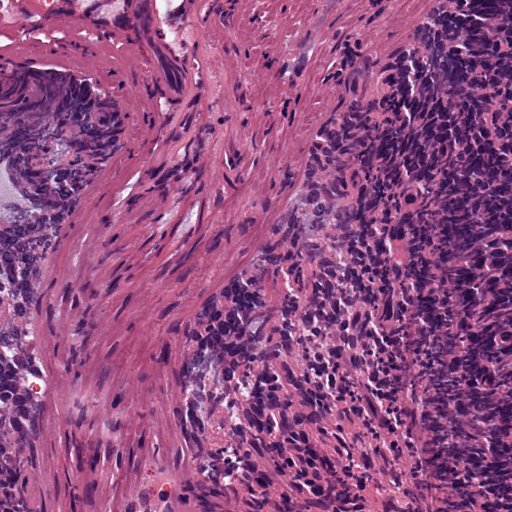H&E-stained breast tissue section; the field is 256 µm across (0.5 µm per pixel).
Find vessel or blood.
Returning a JSON list of instances; mask_svg holds the SVG:
<instances>
[{
  "label": "vessel or blood",
  "mask_w": 512,
  "mask_h": 512,
  "mask_svg": "<svg viewBox=\"0 0 512 512\" xmlns=\"http://www.w3.org/2000/svg\"><path fill=\"white\" fill-rule=\"evenodd\" d=\"M125 28L134 61L148 65L153 74L150 82L132 86V96L143 101L158 92L166 94L178 112L199 106L201 96L190 82L182 59L168 58L163 54L152 12V0H133ZM186 509L183 497L171 495L162 500L133 498L123 512H186Z\"/></svg>",
  "instance_id": "vessel-or-blood-1"
}]
</instances>
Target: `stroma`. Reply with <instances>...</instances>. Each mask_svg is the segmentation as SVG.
I'll return each mask as SVG.
<instances>
[{"label":"stroma","instance_id":"stroma-1","mask_svg":"<svg viewBox=\"0 0 512 512\" xmlns=\"http://www.w3.org/2000/svg\"><path fill=\"white\" fill-rule=\"evenodd\" d=\"M437 0H185L173 31L162 0L154 15L164 43L179 39L199 107L177 112L169 98L121 105L117 145L70 205L41 265L29 315L43 381L41 426L30 453L40 478L26 490L33 512H100L102 499L175 488L193 512H214L223 488L195 486L186 467L193 444L183 425L187 332L238 263L261 259L265 228L284 223L304 191L313 135L351 102V84L370 87L379 67L405 47L402 22ZM0 0V50L20 65L84 77L115 96L114 72L129 47L113 24L87 34L98 0ZM378 28L385 52L365 39ZM302 41V83L289 91L288 53ZM345 93L326 101L333 86ZM156 141H140L144 124ZM154 347L143 353L142 344Z\"/></svg>","mask_w":512,"mask_h":512}]
</instances>
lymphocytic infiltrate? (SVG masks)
Returning <instances> with one entry per match:
<instances>
[{
	"label": "lymphocytic infiltrate",
	"instance_id": "obj_1",
	"mask_svg": "<svg viewBox=\"0 0 512 512\" xmlns=\"http://www.w3.org/2000/svg\"><path fill=\"white\" fill-rule=\"evenodd\" d=\"M448 49V111L412 58L340 113L335 223L302 195L262 249L279 298L224 291V512H512V19L452 0Z\"/></svg>",
	"mask_w": 512,
	"mask_h": 512
}]
</instances>
